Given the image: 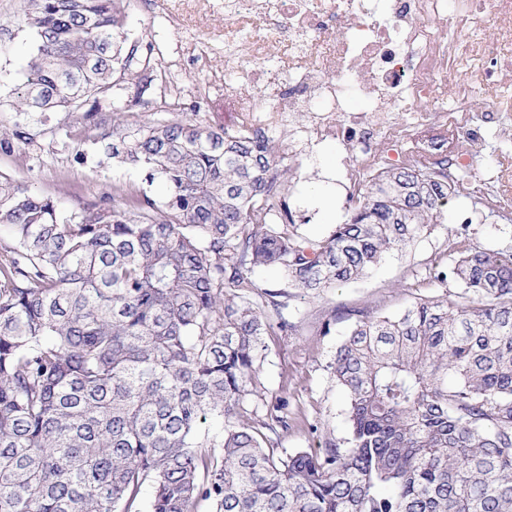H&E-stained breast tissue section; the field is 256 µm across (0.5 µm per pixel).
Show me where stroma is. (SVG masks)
Returning <instances> with one entry per match:
<instances>
[{"instance_id": "stroma-1", "label": "stroma", "mask_w": 512, "mask_h": 512, "mask_svg": "<svg viewBox=\"0 0 512 512\" xmlns=\"http://www.w3.org/2000/svg\"><path fill=\"white\" fill-rule=\"evenodd\" d=\"M25 6V0H0V125L26 123L35 141L13 154L0 153V171L67 209L101 203L119 185L147 186L141 170L99 163L96 145L83 137L81 113L49 112L28 119L16 112L21 65L36 48L34 35L23 22ZM128 12L129 44L150 53L153 67L167 62L176 66L179 87L171 95L184 120L229 127L242 122L235 99L224 92V0H167L161 9L155 0H129ZM81 152L87 161L78 160ZM342 157L336 141L313 143L297 177L290 180V206L301 232L309 237L326 236L331 227L318 207L305 199L307 184L336 189L339 212L349 207L340 190L345 174ZM457 186L442 223L424 232L410 249L386 255L358 281L296 298L285 312L295 325L292 334L266 337L268 350L258 371L263 394L250 398L247 408L262 419L279 399L287 400L289 430L268 436L278 452L318 449L326 440L341 443L348 436L345 394L328 368L349 325L347 313L364 308L392 315L415 298L443 295V288L424 281L423 274L432 259L449 254L458 237L483 248L512 251V216L475 205L485 189L481 172L472 170L458 179ZM150 189L157 196L163 193L156 185ZM326 323L331 326L327 334L322 331Z\"/></svg>"}]
</instances>
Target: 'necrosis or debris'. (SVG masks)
<instances>
[{
	"mask_svg": "<svg viewBox=\"0 0 512 512\" xmlns=\"http://www.w3.org/2000/svg\"><path fill=\"white\" fill-rule=\"evenodd\" d=\"M224 16L248 42H224L225 92L264 135L309 115L303 139L345 151L349 202L384 152L464 168L486 130L512 145V0H224ZM275 74L273 104H258Z\"/></svg>",
	"mask_w": 512,
	"mask_h": 512,
	"instance_id": "1",
	"label": "necrosis or debris"
}]
</instances>
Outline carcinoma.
I'll return each mask as SVG.
<instances>
[{
  "label": "carcinoma",
  "mask_w": 512,
  "mask_h": 512,
  "mask_svg": "<svg viewBox=\"0 0 512 512\" xmlns=\"http://www.w3.org/2000/svg\"><path fill=\"white\" fill-rule=\"evenodd\" d=\"M26 21L19 111L111 106L93 143L167 194L118 187L65 212L0 173V512H133L145 486L149 512H512V253L428 267L452 298L349 312L328 365L349 447L279 454L264 430L288 431V402L258 425L245 408L288 301L407 249L456 188L421 160L389 167L329 236L303 235L270 138L125 120L153 82L114 93L138 52L127 0H27ZM31 142L0 126L1 152ZM263 268L281 284L261 295Z\"/></svg>",
  "instance_id": "cac0c4a2"
}]
</instances>
